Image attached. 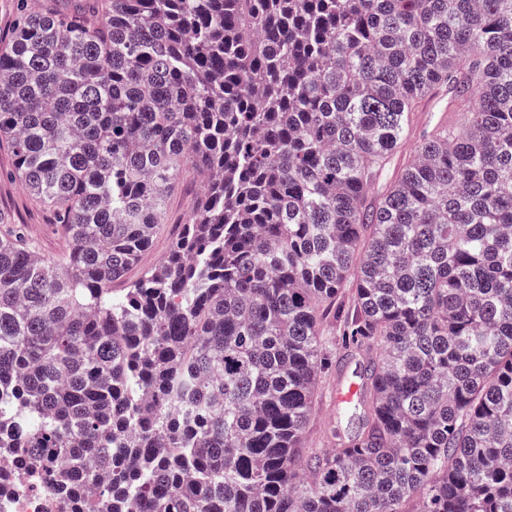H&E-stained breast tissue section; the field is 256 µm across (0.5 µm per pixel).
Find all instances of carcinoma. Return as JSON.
<instances>
[{
    "label": "carcinoma",
    "instance_id": "cac0c4a2",
    "mask_svg": "<svg viewBox=\"0 0 512 512\" xmlns=\"http://www.w3.org/2000/svg\"><path fill=\"white\" fill-rule=\"evenodd\" d=\"M96 6L0 43V142L69 241L0 235V457L77 512H512V0ZM351 275L356 430L309 453ZM451 96L448 88L440 87L432 96L417 104L411 130L404 146L390 161L383 176L374 187L372 196L375 200H379L382 197L389 182L414 154L423 133L429 131L438 121L448 119V114H451L448 112H452L448 109ZM200 192L199 178L191 169L184 168L180 172V185L165 200L164 224H160L149 249L142 253L136 265L127 272L125 283H117L112 288H125L127 284L136 281L141 274L157 266L167 255L171 242L177 235V230L188 220L192 206Z\"/></svg>",
    "mask_w": 512,
    "mask_h": 512
}]
</instances>
